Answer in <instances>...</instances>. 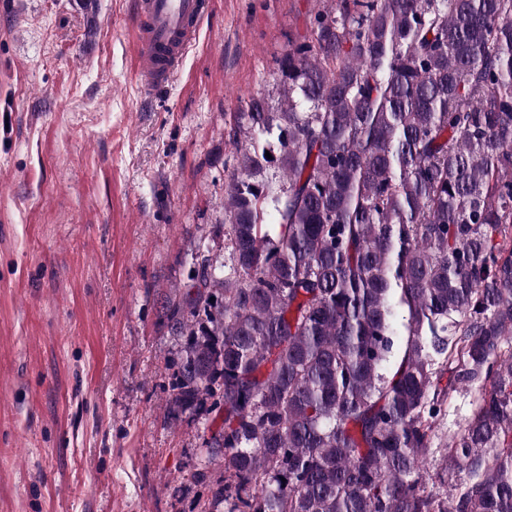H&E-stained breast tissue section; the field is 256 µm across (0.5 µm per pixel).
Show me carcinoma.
<instances>
[{
    "mask_svg": "<svg viewBox=\"0 0 512 512\" xmlns=\"http://www.w3.org/2000/svg\"><path fill=\"white\" fill-rule=\"evenodd\" d=\"M275 81L232 128L231 263L193 256L163 312L215 499L512 512V0H337ZM474 385L444 500L420 463Z\"/></svg>",
    "mask_w": 512,
    "mask_h": 512,
    "instance_id": "obj_1",
    "label": "carcinoma"
}]
</instances>
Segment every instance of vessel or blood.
<instances>
[{
	"instance_id": "b4317fda",
	"label": "vessel or blood",
	"mask_w": 512,
	"mask_h": 512,
	"mask_svg": "<svg viewBox=\"0 0 512 512\" xmlns=\"http://www.w3.org/2000/svg\"><path fill=\"white\" fill-rule=\"evenodd\" d=\"M211 7V0H135L132 29L141 94L172 82Z\"/></svg>"
}]
</instances>
